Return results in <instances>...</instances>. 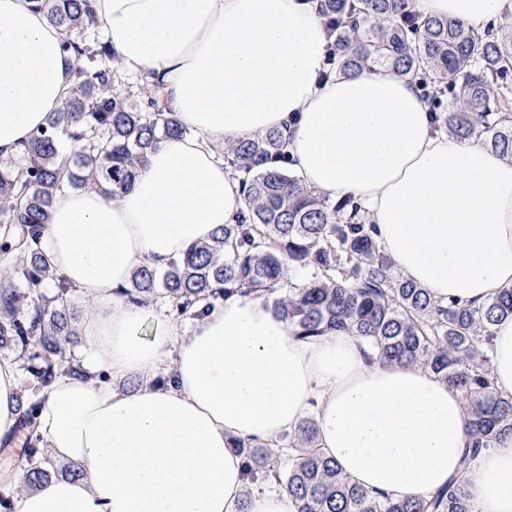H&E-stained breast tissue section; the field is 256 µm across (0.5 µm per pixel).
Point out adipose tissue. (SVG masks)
Returning a JSON list of instances; mask_svg holds the SVG:
<instances>
[{
	"mask_svg": "<svg viewBox=\"0 0 512 512\" xmlns=\"http://www.w3.org/2000/svg\"><path fill=\"white\" fill-rule=\"evenodd\" d=\"M425 16L486 30L512 0H412ZM120 70L148 75L188 128L161 140L129 190L58 192L41 247L88 301L85 346L41 396L39 433L78 465L18 496L13 512H294L287 490H247L232 443L276 440L306 417L350 479L395 497L457 476L468 440L459 393L428 369L365 355L348 332L295 337L271 302L235 295L191 328L118 294L209 241L245 209L224 142L289 134L292 173L359 202L382 251L434 299L481 305L512 287V160L435 132L414 82L332 71L317 0H93ZM63 33L33 0H0V159L45 126L74 82ZM495 389L512 397V317L492 327ZM139 381L126 390L128 379ZM21 371L0 359V439ZM468 484L482 512H512V436Z\"/></svg>",
	"mask_w": 512,
	"mask_h": 512,
	"instance_id": "obj_1",
	"label": "adipose tissue"
}]
</instances>
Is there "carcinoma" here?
<instances>
[{"mask_svg": "<svg viewBox=\"0 0 512 512\" xmlns=\"http://www.w3.org/2000/svg\"><path fill=\"white\" fill-rule=\"evenodd\" d=\"M64 33L62 51L76 62V82L62 106L22 154L0 159V349L21 360L15 430L27 437L14 467L0 475V508L51 477L39 447V394L71 358L73 289L51 268L40 242L58 191L94 184L112 198L127 189L158 141L186 130L161 97L119 90L111 47L91 0H34ZM334 38L333 61L345 71H374L418 83L438 128L480 141L512 159V24L487 33L423 16L410 0H319ZM240 176L245 211L208 242L159 273L138 268L122 295L146 304L160 294L173 315H203L236 292L273 297L296 337L348 331L384 363L412 364L456 388L469 418L461 474L428 498H391L354 484L316 448L313 419L266 444L238 440L250 479L284 487L296 512H478L467 474L494 440L512 434V398L491 375V327L512 317V288L481 307L433 300L381 253L375 225L350 198L332 202L290 173L287 138L272 130L224 145ZM307 273L296 285L287 274Z\"/></svg>", "mask_w": 512, "mask_h": 512, "instance_id": "1", "label": "carcinoma"}]
</instances>
